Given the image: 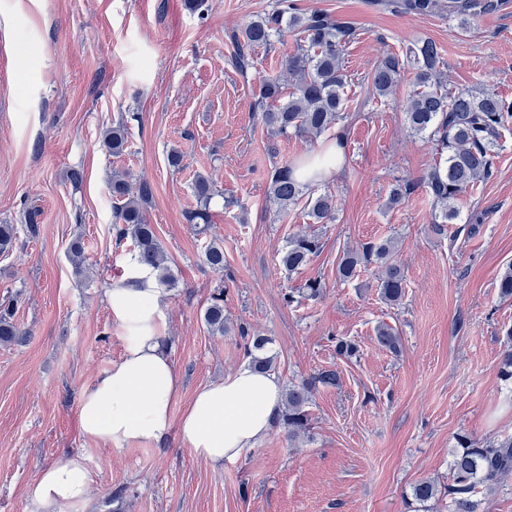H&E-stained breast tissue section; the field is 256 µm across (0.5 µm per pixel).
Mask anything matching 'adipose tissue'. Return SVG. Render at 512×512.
Wrapping results in <instances>:
<instances>
[{"label":"adipose tissue","mask_w":512,"mask_h":512,"mask_svg":"<svg viewBox=\"0 0 512 512\" xmlns=\"http://www.w3.org/2000/svg\"><path fill=\"white\" fill-rule=\"evenodd\" d=\"M124 351L81 395L85 437L117 448L161 444L171 429L212 466L236 460L271 430L282 411V387L272 372L243 364L219 383L196 390L181 418L172 408L180 380L161 345L165 316L154 272L129 262L125 276L107 289ZM92 473L80 453L60 455L25 489L28 512H76L85 504Z\"/></svg>","instance_id":"adipose-tissue-1"}]
</instances>
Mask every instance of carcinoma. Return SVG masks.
<instances>
[{"label":"carcinoma","instance_id":"1","mask_svg":"<svg viewBox=\"0 0 512 512\" xmlns=\"http://www.w3.org/2000/svg\"><path fill=\"white\" fill-rule=\"evenodd\" d=\"M374 6L393 13L413 16L446 15L466 27L470 20L500 11L504 0H372ZM299 36L294 52L282 58L281 69L288 73V82L280 75H264L253 95L255 110L268 132L285 140L317 139L335 128L347 111L345 89L348 75L343 65L346 47L357 36L350 21L335 17L325 10L307 13L294 11L289 0L249 22L235 38L233 66L246 72L252 66L251 51L257 46H272L290 33ZM441 53L436 43L424 40L409 44L399 52H389L368 76L369 94L388 97L405 73L413 75V89L404 107L410 130L424 135L439 153L447 154L444 164L431 168L419 181L405 180L389 193L387 207L404 204L419 187L425 189L434 208L438 209L432 231L441 234L444 225L458 218L457 199L478 182L488 179L494 169L501 130L512 122V102L489 89L473 91L443 89L440 70ZM128 125L123 119L104 131L103 147L120 155L126 146ZM311 162L284 163L268 175V198L280 212L303 206L311 224L336 221V196L329 190L318 191L298 179V172ZM112 198L118 202L115 211L117 237L130 239L133 259L156 272L158 283L169 286L173 275L158 240L154 225L148 223L144 204L152 198L147 181L133 182L123 175L112 176ZM196 208L185 218L204 234L212 223L210 204L216 195L213 182L199 175L192 183ZM16 230L12 224H0V253L15 247ZM321 243L314 233H296L288 238L280 254V264L290 273L305 268L320 252ZM204 258L217 273L224 272V249L214 243L206 246ZM372 268L380 296L395 305L404 295L405 275L398 261L394 240L369 241L345 251L336 266V279L351 281L363 268ZM204 322L213 334H224L223 295L213 297L204 313ZM24 335L13 322L10 306L0 307V342L12 343ZM245 354L251 365L261 371L276 368L275 357L265 355L269 339L249 336L245 330ZM379 345L396 353L400 349L397 330L387 324L377 328ZM498 374L512 383V327L504 332ZM338 374L323 369L299 384L288 387L280 424L294 438L307 430L310 419L307 404L313 389L321 385L334 387ZM448 484L421 479L412 487L415 512H431L443 498H448V512H478L477 496H493L512 476V436L486 444L461 435L457 448L451 452Z\"/></svg>","mask_w":512,"mask_h":512}]
</instances>
